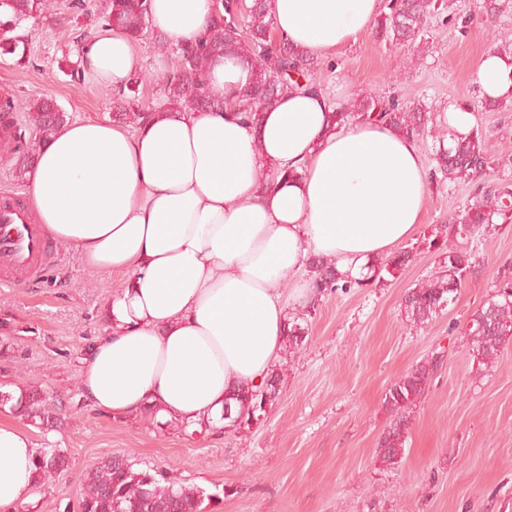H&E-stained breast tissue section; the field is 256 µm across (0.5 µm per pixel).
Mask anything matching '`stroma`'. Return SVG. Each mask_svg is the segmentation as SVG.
Segmentation results:
<instances>
[{"instance_id": "obj_1", "label": "stroma", "mask_w": 512, "mask_h": 512, "mask_svg": "<svg viewBox=\"0 0 512 512\" xmlns=\"http://www.w3.org/2000/svg\"><path fill=\"white\" fill-rule=\"evenodd\" d=\"M507 3L488 27L477 0H451L450 11L430 15L423 35L430 52L415 68L404 63L413 46L366 33L336 55L324 86L339 102L370 93L410 103H472L492 30L512 33V0ZM45 4L22 23L24 65L0 57V101L13 102L20 131L16 138L0 135V197L22 203L27 185L16 167L37 145L26 120L30 107L50 95L71 120H108L115 98L89 76L58 69L103 25L107 0ZM474 122L500 159L490 182L512 185V106L476 113ZM476 196L473 185L429 182L423 222L406 242L414 261L380 286L329 295L311 310L292 307L308 335L300 351L281 354L278 401L256 425L213 429L201 439L142 415L113 419L81 396L80 356L102 331V306L124 274L94 271L55 241L57 260L39 274L1 277L0 320L12 328L0 338L10 346L0 355V385H37L63 395L68 406L60 430H29L36 448L60 449L70 469L35 487L28 512H80L86 470L123 454L187 487L231 489V496L211 502L210 512H512V343L488 368L474 358L464 334L497 281L512 276V223L468 241L474 266L439 317L416 327L402 307L404 293L441 262L432 244L436 227ZM436 354L442 363L411 416L406 455L398 467H385L377 459L379 438L392 420L384 394Z\"/></svg>"}]
</instances>
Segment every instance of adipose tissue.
<instances>
[{
    "label": "adipose tissue",
    "mask_w": 512,
    "mask_h": 512,
    "mask_svg": "<svg viewBox=\"0 0 512 512\" xmlns=\"http://www.w3.org/2000/svg\"><path fill=\"white\" fill-rule=\"evenodd\" d=\"M380 0H270L278 40L323 59L353 45ZM214 0H149L168 45L194 43ZM82 73L126 88L141 64L137 41L113 28L81 44ZM249 62L216 58L208 93L223 106L165 110L129 132L107 120L70 122L39 142L26 175L29 203L48 235L85 266L125 274L106 301L104 328L80 357V389L115 419L155 410L159 422L223 427L234 389L263 383L278 361L290 303L311 296V258L360 276L368 261L410 238L427 206L416 140L372 117L330 127L328 93L288 91L243 121L236 93ZM481 96L512 99V66L486 53ZM300 167L297 180L263 182ZM37 450L0 420V512L31 498Z\"/></svg>",
    "instance_id": "1"
}]
</instances>
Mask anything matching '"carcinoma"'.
I'll list each match as a JSON object with an SVG mask.
<instances>
[{"mask_svg":"<svg viewBox=\"0 0 512 512\" xmlns=\"http://www.w3.org/2000/svg\"><path fill=\"white\" fill-rule=\"evenodd\" d=\"M448 0H385L381 17L375 22L377 37L400 44L414 40L422 33L427 15L448 8ZM42 10L41 0H0V55H15L22 62L25 53L18 52L19 40L11 32L20 22L33 18ZM109 26L125 31L141 40L149 34L147 0H108L105 15ZM495 51L512 66V34L494 35ZM233 53L251 60L253 77L250 85L239 91L245 118L253 124L260 121V112L272 106L283 92L321 85L325 62L284 42L275 43L269 20L268 0H252L244 16H238L234 0H215L214 16L200 39L174 49L177 63L172 68L152 75L139 71L127 90H118L114 101L113 120L140 127L163 108L175 107L202 111L213 105L206 92L211 59L217 54ZM155 82L163 89L164 102L143 106L138 87ZM377 114L396 131L418 140L438 131L435 148L434 175L441 184H476L480 197L473 204L448 219V240L444 242L443 261L439 270L408 290L403 300L407 320L423 325L438 317L455 302L471 271L472 255L463 240L482 230L488 232L498 223L512 219V189L495 187L489 177L494 154L481 128L474 126L465 136L441 125L437 108L414 107L393 97L376 100L371 96L336 106L332 117L341 125L361 117ZM69 115L51 96L39 99L28 113L29 126L40 138L49 137L67 123ZM412 260V251L401 250L371 266L373 274L364 279L345 277L336 271L333 262L314 258L312 298L317 300L341 291L385 281ZM466 334L474 357L483 365H491L500 349L512 339V277L495 285L494 294L476 309L467 324ZM288 346L297 351L305 341V328L292 320L286 336ZM440 363L434 356L406 372L388 387L384 404L394 416L393 422L379 440V460L395 467L405 457L411 413L426 394L431 374ZM283 378L273 371L264 384L235 391L229 399L239 405L237 425H248L266 413L265 406L278 400ZM11 404L17 417L48 433L64 422L62 409L50 401L41 388L27 385L20 388L18 399L0 391V404ZM69 458L56 448H42L35 463L37 483H42L66 470ZM218 497L202 489L175 486L164 471L148 467L135 468L124 455H113L92 467L85 478L81 512H205V501Z\"/></svg>","mask_w":512,"mask_h":512,"instance_id":"cac0c4a2","label":"carcinoma"}]
</instances>
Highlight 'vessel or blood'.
I'll return each instance as SVG.
<instances>
[{"label":"vessel or blood","mask_w":512,"mask_h":512,"mask_svg":"<svg viewBox=\"0 0 512 512\" xmlns=\"http://www.w3.org/2000/svg\"><path fill=\"white\" fill-rule=\"evenodd\" d=\"M0 225L8 233L0 235V267L39 273L48 257L45 235L27 220L24 208L11 200L0 201Z\"/></svg>","instance_id":"b4317fda"}]
</instances>
